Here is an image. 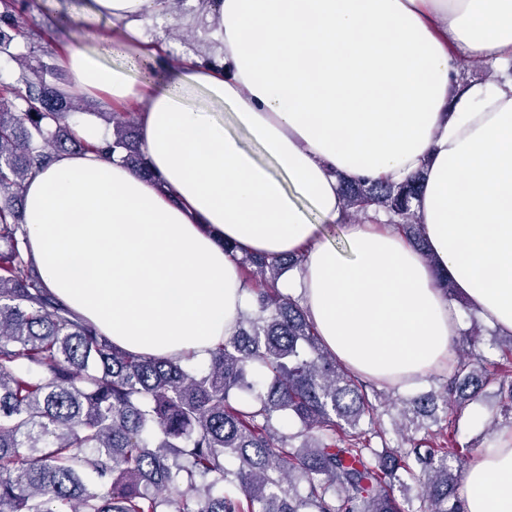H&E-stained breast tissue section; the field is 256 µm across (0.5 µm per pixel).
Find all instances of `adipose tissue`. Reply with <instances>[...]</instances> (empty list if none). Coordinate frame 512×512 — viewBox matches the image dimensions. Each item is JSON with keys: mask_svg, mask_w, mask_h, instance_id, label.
<instances>
[{"mask_svg": "<svg viewBox=\"0 0 512 512\" xmlns=\"http://www.w3.org/2000/svg\"><path fill=\"white\" fill-rule=\"evenodd\" d=\"M164 9L84 7L150 61L161 47L138 20ZM209 14L221 63L182 57L166 87L66 56V91L137 107L154 177L93 150L32 175L24 223L45 287L122 350L203 365L253 302L239 257L299 255L281 293L339 362L387 386L451 356L460 317L438 276L511 333L512 81L459 75L512 59V0H211ZM420 170L427 258L384 219L351 221L338 184ZM462 483L466 512H512V431Z\"/></svg>", "mask_w": 512, "mask_h": 512, "instance_id": "1", "label": "adipose tissue"}]
</instances>
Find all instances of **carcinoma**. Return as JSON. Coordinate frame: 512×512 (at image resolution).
Segmentation results:
<instances>
[{
  "label": "carcinoma",
  "mask_w": 512,
  "mask_h": 512,
  "mask_svg": "<svg viewBox=\"0 0 512 512\" xmlns=\"http://www.w3.org/2000/svg\"><path fill=\"white\" fill-rule=\"evenodd\" d=\"M25 4L0 0V56L19 64L13 82L0 80V512H464L458 488L473 449L412 437L394 451L371 446L383 438L362 427L376 384L337 363L276 288L300 256L241 258L254 312L202 370L117 348L44 287L26 250V184L53 156L91 145L71 128L81 96L61 90L59 65L13 52ZM95 116L114 127L104 158L150 175L129 122ZM423 181L422 171L401 184L339 177L352 216L383 210L433 263L414 208ZM448 368L443 391L418 398L415 414L495 386L512 425V380L473 352ZM281 418L299 430L284 435ZM406 479L421 487L415 511L392 493ZM221 484L236 494L215 493Z\"/></svg>",
  "instance_id": "obj_1"
}]
</instances>
